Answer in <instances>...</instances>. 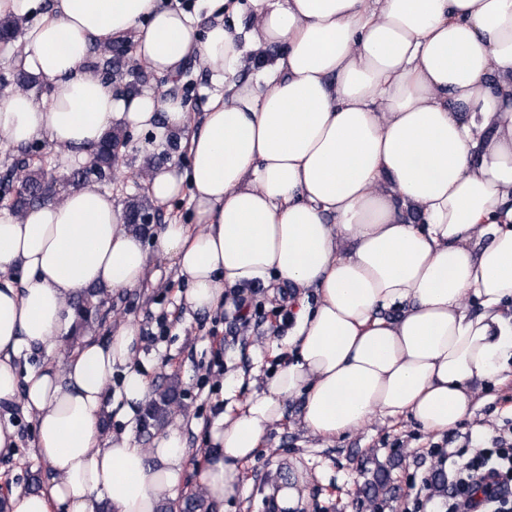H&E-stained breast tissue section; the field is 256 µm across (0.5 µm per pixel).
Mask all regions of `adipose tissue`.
Returning <instances> with one entry per match:
<instances>
[{
  "mask_svg": "<svg viewBox=\"0 0 512 512\" xmlns=\"http://www.w3.org/2000/svg\"><path fill=\"white\" fill-rule=\"evenodd\" d=\"M158 3L0 0L1 18L27 24L16 68L50 91L0 97V141L48 144L57 172L89 162L109 132L162 140L185 128L180 99L114 87L88 65L90 45L131 40L168 75L197 58L216 87L185 141L188 169L146 181L159 205L190 187L193 224L161 225L145 243L93 185L0 212V401L23 396L50 473L12 492L9 512H96L105 500L158 512L179 487V431L151 448L104 431L114 371L123 417L148 394L136 324L26 375L15 365L64 341L74 297L140 287L152 250L187 279L194 310L233 308L257 279L317 295L294 320L292 360L209 431L201 485L219 504L239 497V466L285 399H301L318 437L376 415L442 433L512 357V0H251L241 40L223 17L201 36L190 12ZM271 45L281 52L269 59Z\"/></svg>",
  "mask_w": 512,
  "mask_h": 512,
  "instance_id": "1",
  "label": "adipose tissue"
}]
</instances>
